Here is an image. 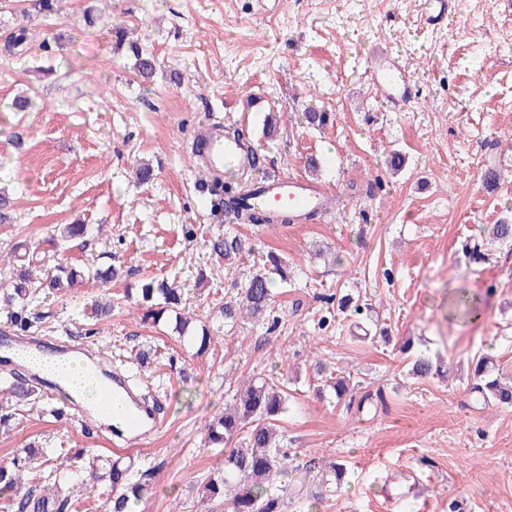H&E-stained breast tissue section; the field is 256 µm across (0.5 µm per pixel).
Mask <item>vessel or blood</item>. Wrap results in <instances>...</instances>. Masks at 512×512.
<instances>
[{"label": "vessel or blood", "instance_id": "b4317fda", "mask_svg": "<svg viewBox=\"0 0 512 512\" xmlns=\"http://www.w3.org/2000/svg\"><path fill=\"white\" fill-rule=\"evenodd\" d=\"M451 12L449 0H425L422 18L425 24L441 26L447 23ZM365 72L372 84L379 87L384 102L401 109L409 106L415 99L414 75L404 65L401 58L382 51H372L365 62ZM191 154L209 175L223 173L228 167H244L249 162L247 143L225 139L224 125L221 121L207 118L196 128L189 146ZM331 199L323 187L307 180L284 175L269 179L261 192L253 196V206L275 211L288 208L294 211L324 212ZM43 349L39 340L0 333V363L18 370L28 371L37 381L43 397L49 400L66 396L71 411L80 417L94 419L108 418L114 423L113 433L126 442L134 443L156 431L161 419L158 413L143 405L128 385L126 377L117 367H104L102 353L70 341L58 340L56 347L48 349L51 361L83 358L95 370L102 388L123 401L118 409L102 408L96 398L67 388L60 379L26 364L27 357Z\"/></svg>", "mask_w": 512, "mask_h": 512}]
</instances>
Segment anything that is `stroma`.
Listing matches in <instances>:
<instances>
[{"label": "stroma", "mask_w": 512, "mask_h": 512, "mask_svg": "<svg viewBox=\"0 0 512 512\" xmlns=\"http://www.w3.org/2000/svg\"><path fill=\"white\" fill-rule=\"evenodd\" d=\"M446 28H422L420 0H63L60 14L36 18L28 39L5 52L22 26L16 0H0V160L10 174L0 187L16 220L0 224V284L13 274V247L36 245L59 224L88 225L87 246L70 244L71 260L123 271L112 282L111 318L93 322L83 309L100 295L89 284L44 300L32 333L90 337L113 363L137 368L163 412L158 431L131 448L150 484L136 512H202V487L224 466L206 447L204 423L254 374L290 378L280 428L294 463L335 458L346 482L321 512H442L458 499L464 512H512V407L475 403L472 359L487 353L512 374V243L491 241L492 225L512 223V7L503 0H452ZM98 20L87 27L86 9ZM121 26L157 59L143 87L134 59L112 50ZM68 30L73 49L57 77L37 66L59 63L55 36ZM402 54L419 97L389 111L365 78L372 50ZM38 97L14 112L12 99ZM333 118L307 128L305 106ZM280 121L264 137L263 119ZM243 129L266 158L264 174L305 175V161L336 196L320 219L299 224H238L250 268L274 253L289 284L274 287L273 331L245 322L225 330L215 311L235 273L210 258L209 241L224 230L201 169L189 157L194 127L210 114ZM400 152L392 172L386 160ZM153 176L140 182L137 163ZM499 164L493 189L486 166ZM380 179L370 197H351L349 183ZM206 279L190 307L210 317L206 352L184 351L170 327L141 321L126 285L146 276ZM481 300V320L452 316L454 292ZM360 292L363 317L338 311L332 297ZM330 321L319 329L320 318ZM450 361L444 376L419 379L399 349ZM343 372L356 394L381 392L363 410L334 396L317 397L315 362ZM110 427L32 409L0 430V465L23 448H87L112 458Z\"/></svg>", "instance_id": "stroma-1"}]
</instances>
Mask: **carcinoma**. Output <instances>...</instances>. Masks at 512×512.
<instances>
[{
	"mask_svg": "<svg viewBox=\"0 0 512 512\" xmlns=\"http://www.w3.org/2000/svg\"><path fill=\"white\" fill-rule=\"evenodd\" d=\"M20 13L23 18H36L55 12L57 0H21ZM115 37L113 50L123 49L132 53L133 68L143 83L152 81L157 61L153 53L136 42H126V31L112 28ZM217 201L215 209L242 224H294L296 219L286 211L271 215L255 211L247 204L253 195L251 187L234 179H226L214 189ZM87 225L64 224L57 235L50 238L53 248L78 241L86 236ZM244 244L231 229L224 236L211 240L210 252L216 261L231 266L241 256ZM288 280V265L272 254L266 256L262 267L242 274L244 283L235 296L219 307V318L224 326L233 328L238 322L250 320L269 323L275 328L277 318L271 317L272 284L274 276ZM118 277L112 267H83L63 256L51 262L28 266L0 287V322L14 331L27 332L33 327L29 312L36 308L42 296L57 294L76 284H107ZM191 289L177 282L169 283L154 277L141 280L139 287L127 288L124 297L135 299V305L144 310L142 320L159 321L162 315L172 332L182 339L183 345L200 354L211 343L210 327L202 320L192 321L185 313V304L190 299ZM411 372L419 379L442 374L441 367L425 356L412 361ZM475 376L481 382L473 384L470 392L478 394L483 401L512 405V387H504L499 380L488 376L485 357L477 358ZM6 391L14 399V410L25 406L34 407L40 401L37 390L21 378L6 376ZM326 386L340 402L349 395V380L338 375L326 380ZM287 386L279 381L252 376L236 388L232 400L224 407V413L205 424L206 445L224 448V469L209 478L203 485L202 498L224 506V512H285L284 498L271 493L270 486L279 476L288 473L290 456L281 446V438L275 422L287 411ZM134 461L122 457L104 459L94 456L88 459L85 471L91 489L99 484L109 487L101 508L103 512H133L136 503L147 492V484L131 481ZM302 472L297 496L304 512H315L316 505L324 502L325 496L335 492L347 470L339 460L323 467L306 463L294 469ZM80 477L70 457L56 453L40 460L36 453H27L15 458L11 465H0V491L8 496V506L13 512H73L76 500L70 494V486Z\"/></svg>",
	"mask_w": 512,
	"mask_h": 512,
	"instance_id": "1",
	"label": "carcinoma"
}]
</instances>
